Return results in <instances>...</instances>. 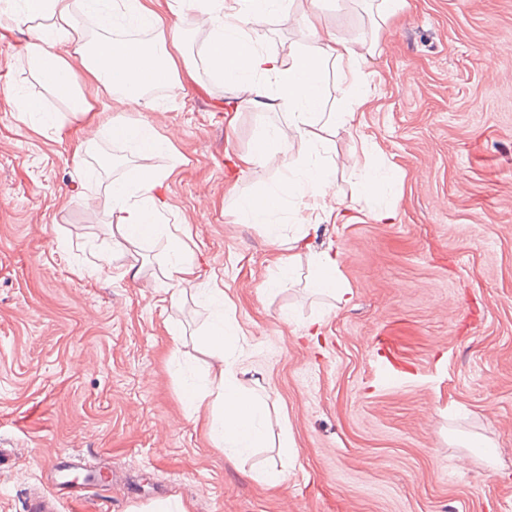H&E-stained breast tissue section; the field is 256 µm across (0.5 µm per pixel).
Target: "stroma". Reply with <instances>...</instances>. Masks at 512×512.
Segmentation results:
<instances>
[{"label": "stroma", "instance_id": "35a3bbf8", "mask_svg": "<svg viewBox=\"0 0 512 512\" xmlns=\"http://www.w3.org/2000/svg\"><path fill=\"white\" fill-rule=\"evenodd\" d=\"M327 22L376 44L357 130L330 128L336 184L390 171L391 221L353 212L314 224L294 283L277 286L281 250L235 222L229 186L276 182V162L236 175L281 116L241 106L200 59L207 32L187 30L198 63L157 88L152 108L73 76L94 109L146 122L170 143L143 156L96 126L34 129L18 99L60 118L65 103L28 68L23 25L0 43V512H25L55 459L111 483L78 482L64 512H512V0H407L400 23L374 29L364 0H321ZM270 51L305 36L285 13L261 17ZM119 150L77 171L78 141ZM149 166L169 171V224L186 227L203 275L172 300L165 236L112 243V211L92 198ZM338 254L349 304L307 281L308 256ZM111 260L99 270L101 256ZM140 279L123 277L131 259ZM224 290L235 333L224 353L266 408L272 436L240 462L190 416L204 384L201 338ZM490 452H483V445ZM275 469L274 487L252 471Z\"/></svg>", "mask_w": 512, "mask_h": 512}]
</instances>
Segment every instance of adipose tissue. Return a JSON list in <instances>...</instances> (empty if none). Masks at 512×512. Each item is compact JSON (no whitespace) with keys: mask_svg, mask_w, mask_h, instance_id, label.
I'll return each mask as SVG.
<instances>
[{"mask_svg":"<svg viewBox=\"0 0 512 512\" xmlns=\"http://www.w3.org/2000/svg\"><path fill=\"white\" fill-rule=\"evenodd\" d=\"M185 0H169V22H162L152 0H86L97 13L103 31L100 40L85 36L76 0H0V39L15 25L36 22L31 41L24 46L28 67L51 93L68 106L66 120L55 123L56 134L67 125L96 120L87 98L78 92L71 68L58 52L70 45L84 61L91 81L121 93L128 101L148 106L150 86L171 84L179 66H190L182 32L187 20L207 28L211 39L205 63L240 103L281 113V123L244 153L234 165L245 172L255 165L277 161L281 179L257 196L237 197L232 214L237 220L263 225L271 239H278L276 216L293 206L304 207L315 219L340 221L350 206L342 198H330L339 162L329 156L321 132L329 127L357 128L359 114L369 98L363 89L364 67L373 57L370 46L328 24L320 0H192V14L184 12ZM293 9L297 26L307 44L292 43L282 51L260 47L251 28L264 15ZM49 25H42V18ZM348 96L349 107L341 112L325 109L329 88ZM168 174L152 168L139 169L133 179L107 185L105 200L112 206L116 224L112 233L116 247L137 245L160 229L169 204L164 196ZM171 257L165 277L172 287L194 284L200 277V262L185 250L178 235L169 238ZM310 285L317 293L337 303H349L352 291L339 277L338 261L330 252L312 256ZM223 322H215L204 338L213 359L211 385L206 396L189 392L194 412L220 408L208 415L205 426L211 440L223 448L228 460L238 459L265 439V424L259 400L241 388L233 363L224 356Z\"/></svg>","mask_w":512,"mask_h":512,"instance_id":"1","label":"adipose tissue"}]
</instances>
